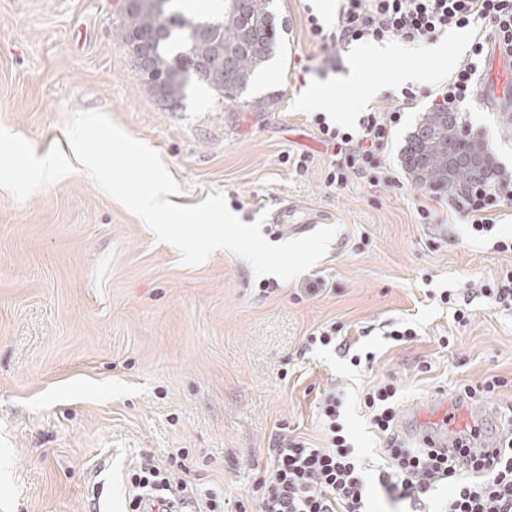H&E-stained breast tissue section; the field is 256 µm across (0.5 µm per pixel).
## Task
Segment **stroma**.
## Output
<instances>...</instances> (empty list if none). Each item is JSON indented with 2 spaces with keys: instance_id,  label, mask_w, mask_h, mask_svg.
I'll return each instance as SVG.
<instances>
[{
  "instance_id": "1",
  "label": "stroma",
  "mask_w": 512,
  "mask_h": 512,
  "mask_svg": "<svg viewBox=\"0 0 512 512\" xmlns=\"http://www.w3.org/2000/svg\"><path fill=\"white\" fill-rule=\"evenodd\" d=\"M319 3L273 0L275 43L241 97L200 85L174 106L147 90L114 36V0H0V512H128L130 477L145 463L175 483L223 488L227 512H253V485L279 440L324 446V392L341 395L369 476L387 459L362 403L371 385L394 382L401 412L493 376L506 384L485 402L512 401V308L474 290L512 268V254L473 237L463 213L408 173L397 188L355 177L328 186L333 153L296 105L312 86L346 84L355 62L377 83L421 68L428 80L384 157L397 167L450 70L420 42L391 57L345 52L323 70L306 22ZM256 98L265 111L250 110ZM80 109L103 111L159 153L181 187L173 204L221 192L247 224L287 203L329 213L339 231L326 256L266 292L232 252L185 265L77 161L65 123ZM458 117L512 173V104L490 112L474 98ZM288 153L308 154L307 171L289 170ZM62 155L63 178L30 176ZM421 203L431 223H420ZM319 279L325 290L309 293ZM445 289L468 305V326L440 301ZM334 321L372 360L355 366L309 347ZM392 322L418 340H390Z\"/></svg>"
}]
</instances>
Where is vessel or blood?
I'll use <instances>...</instances> for the list:
<instances>
[{
    "instance_id": "1",
    "label": "vessel or blood",
    "mask_w": 512,
    "mask_h": 512,
    "mask_svg": "<svg viewBox=\"0 0 512 512\" xmlns=\"http://www.w3.org/2000/svg\"><path fill=\"white\" fill-rule=\"evenodd\" d=\"M482 87L483 101H512V58L493 51ZM493 416V409L486 404H472L461 398L444 399L431 415L423 406H410L399 427L405 437L419 447L436 448L452 454L462 443L461 421L483 423Z\"/></svg>"
}]
</instances>
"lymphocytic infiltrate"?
<instances>
[{
    "mask_svg": "<svg viewBox=\"0 0 512 512\" xmlns=\"http://www.w3.org/2000/svg\"><path fill=\"white\" fill-rule=\"evenodd\" d=\"M314 42L327 51V64L359 41L398 40L418 43L448 29L488 24L492 37L476 35L471 56L460 64L437 96L443 108L453 110L469 99L480 79V66L489 45L512 55V0H340L334 27H325L317 15L307 17ZM402 118L401 107L386 112L368 110L350 133L315 115L314 124L335 159L325 181L343 187L349 178L370 185L397 187L401 180L381 155L391 145L393 128ZM456 209L466 214L471 234L488 237L493 216L512 205V174L468 183L448 194ZM394 384L379 385L365 393L370 425L386 439L387 465L376 479L363 473L354 446L341 421L342 401L328 391L319 401L327 445L312 446L303 438H290L274 449L270 464L255 484L259 512H367L372 492L390 503L423 505L438 484L450 485L445 499L434 502L432 512H512V433H506L492 455L448 459L435 448H410L396 429Z\"/></svg>",
    "mask_w": 512,
    "mask_h": 512,
    "instance_id": "f902f5d3",
    "label": "lymphocytic infiltrate"
}]
</instances>
